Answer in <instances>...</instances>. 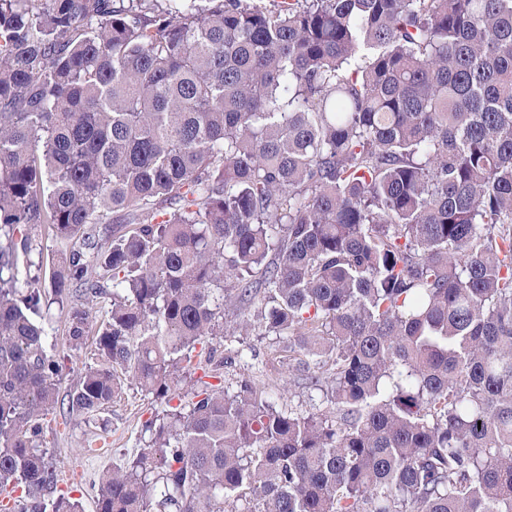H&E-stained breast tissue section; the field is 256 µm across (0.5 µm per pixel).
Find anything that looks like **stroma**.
I'll list each match as a JSON object with an SVG mask.
<instances>
[{"label":"stroma","instance_id":"obj_1","mask_svg":"<svg viewBox=\"0 0 512 512\" xmlns=\"http://www.w3.org/2000/svg\"><path fill=\"white\" fill-rule=\"evenodd\" d=\"M46 347L60 355L62 372L57 379V402L43 420L39 440L47 465L61 476L55 493L44 496L52 504L56 494L79 499L83 512H95V500L101 478L113 465L136 459L146 446L145 424L163 416L165 403L133 383H125L121 394L102 413L86 416L70 413L68 396L86 365L99 359L93 340L81 348L70 347L66 337V315L52 307L47 322ZM249 350L240 361L225 367L220 383L234 385L240 377H249L268 388L279 408L308 414L321 406L316 392L288 373L281 363L280 343L272 336H248Z\"/></svg>","mask_w":512,"mask_h":512}]
</instances>
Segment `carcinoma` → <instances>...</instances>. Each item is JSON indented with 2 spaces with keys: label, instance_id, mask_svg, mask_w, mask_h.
<instances>
[{
  "label": "carcinoma",
  "instance_id": "obj_1",
  "mask_svg": "<svg viewBox=\"0 0 512 512\" xmlns=\"http://www.w3.org/2000/svg\"><path fill=\"white\" fill-rule=\"evenodd\" d=\"M43 224L70 346L112 297L71 411L174 399L218 334L329 407L200 379L96 512H512V0H0V493L32 512ZM48 225V224H47ZM38 228V241L41 242V247L44 249V255L48 260L54 258V262L62 258L69 257L72 251V243L66 239L57 238L52 234L49 226ZM251 347L243 359L236 360L232 366L220 370L221 377L203 378L214 385L234 386L241 377H250L259 385H264L271 393L272 399L279 408L306 415L316 409L326 410L321 405L319 395L309 390L305 383L288 373L286 364L279 362V339L275 336H237Z\"/></svg>",
  "mask_w": 512,
  "mask_h": 512
}]
</instances>
